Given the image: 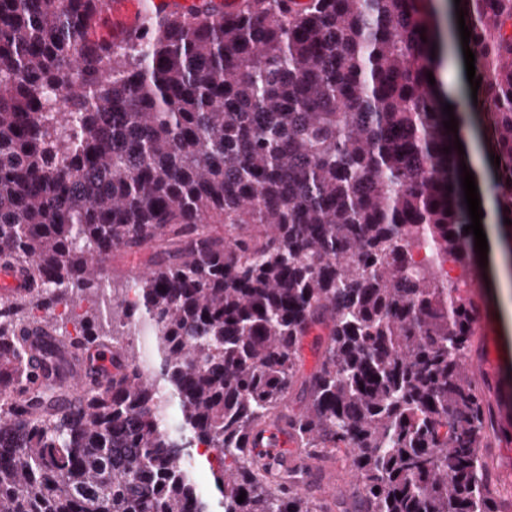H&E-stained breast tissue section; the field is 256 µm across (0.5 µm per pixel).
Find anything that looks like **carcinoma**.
<instances>
[{
  "label": "carcinoma",
  "mask_w": 512,
  "mask_h": 512,
  "mask_svg": "<svg viewBox=\"0 0 512 512\" xmlns=\"http://www.w3.org/2000/svg\"><path fill=\"white\" fill-rule=\"evenodd\" d=\"M463 10L502 224L512 0ZM95 18L96 0H0V268L30 281L0 301V512H215L213 491L221 512H321L306 460L342 451L360 488L340 512H498L480 453L495 418L463 366L474 302L444 276L470 271L427 79L444 43L416 0H249L229 18L146 0L118 42L89 40ZM119 249L151 250L149 268L80 331L126 367L68 404L71 336L51 315L97 295ZM140 318L154 378L134 363ZM32 324L52 340L38 383ZM296 388V453L273 467L250 444ZM199 443L211 491L186 460Z\"/></svg>",
  "instance_id": "carcinoma-1"
}]
</instances>
